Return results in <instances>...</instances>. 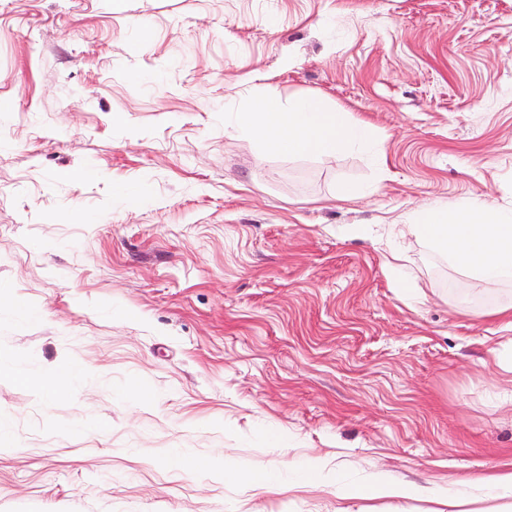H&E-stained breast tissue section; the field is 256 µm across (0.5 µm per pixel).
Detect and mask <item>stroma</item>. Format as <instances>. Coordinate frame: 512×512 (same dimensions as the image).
I'll list each match as a JSON object with an SVG mask.
<instances>
[{
  "label": "stroma",
  "mask_w": 512,
  "mask_h": 512,
  "mask_svg": "<svg viewBox=\"0 0 512 512\" xmlns=\"http://www.w3.org/2000/svg\"><path fill=\"white\" fill-rule=\"evenodd\" d=\"M265 92L366 121L372 148L240 136ZM1 98L0 512H396L163 460L269 466L281 437L347 485L512 471V374L482 342L512 286L397 230L512 211V0H0ZM81 374L82 367L79 364L70 365L62 371L53 373L44 380L46 395L55 396L62 391L72 390Z\"/></svg>",
  "instance_id": "35a3bbf8"
}]
</instances>
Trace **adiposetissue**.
Listing matches in <instances>:
<instances>
[{
  "label": "adipose tissue",
  "instance_id": "obj_1",
  "mask_svg": "<svg viewBox=\"0 0 512 512\" xmlns=\"http://www.w3.org/2000/svg\"><path fill=\"white\" fill-rule=\"evenodd\" d=\"M233 127L241 135L263 141L288 156H330L369 144L366 122L352 119L314 96L285 103L274 94H265L252 108L235 113ZM401 231L445 254L451 266L465 277L512 281V214L494 203L475 197L452 207L428 206L418 212L415 223L402 225ZM230 477L258 492L271 486L292 488L328 479L318 466L293 462L238 469ZM336 494L343 499L397 501L422 497L434 502L433 512H468V505L477 500L472 492L448 497L433 488L408 486L383 476L359 489L337 485Z\"/></svg>",
  "mask_w": 512,
  "mask_h": 512
}]
</instances>
